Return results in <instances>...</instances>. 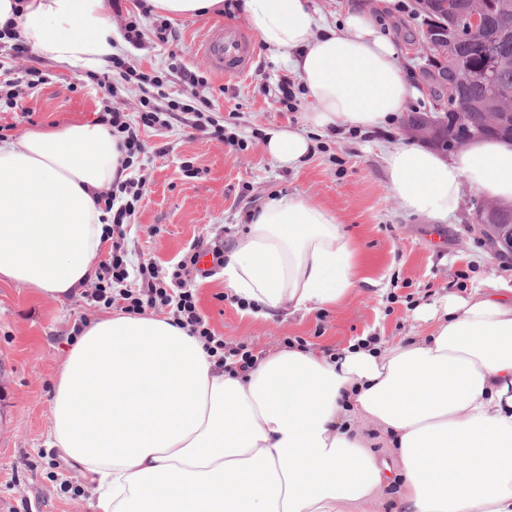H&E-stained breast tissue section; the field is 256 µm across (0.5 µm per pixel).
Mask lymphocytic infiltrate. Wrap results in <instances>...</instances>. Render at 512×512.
Here are the masks:
<instances>
[{
    "label": "lymphocytic infiltrate",
    "instance_id": "1",
    "mask_svg": "<svg viewBox=\"0 0 512 512\" xmlns=\"http://www.w3.org/2000/svg\"><path fill=\"white\" fill-rule=\"evenodd\" d=\"M118 32L130 50L113 55L112 69L123 80L136 81L138 86L146 88L148 95L141 102L136 121H129L120 107L108 101L97 114L98 124L117 139L122 154L121 167L128 176L113 183L111 193L99 197L105 210L112 214V230L118 239L112 244L110 257L99 266L97 283L89 294V301L131 316L150 310H167L177 325L202 341L206 353L214 358L217 366L249 370L258 360L254 343L246 340L226 346L223 337L214 333L199 309L196 291L191 286L192 276L198 271L199 249L186 252L163 278L151 260L131 265L119 242L135 216L138 203L147 193L145 179L133 172L135 163L146 152V145L139 136L140 129H168L173 120L183 114L188 117L189 127L202 133L218 127L219 122L212 115L214 103L206 93L208 80L205 76L183 71L184 93L176 98L168 97L165 78L144 72L139 67L135 52L142 49L146 37L139 23L122 18Z\"/></svg>",
    "mask_w": 512,
    "mask_h": 512
}]
</instances>
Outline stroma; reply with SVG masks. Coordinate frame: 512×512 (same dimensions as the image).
Instances as JSON below:
<instances>
[{
	"mask_svg": "<svg viewBox=\"0 0 512 512\" xmlns=\"http://www.w3.org/2000/svg\"><path fill=\"white\" fill-rule=\"evenodd\" d=\"M415 8L416 0H395L376 20L402 48V67L416 82L419 61L411 41L422 18ZM222 20L245 25L240 16L228 18L220 11L174 20L173 41L141 50V66L165 73V90L173 97L185 84L180 74L170 72L171 63L207 76L217 117L228 119V131L245 146L230 148L179 121L163 132L142 130L148 193L124 249L154 260L163 270L193 243L228 246L271 193L300 192L343 219L345 230L360 242L364 275L376 281L375 286L354 289L339 306L283 313L270 320L242 315L221 275L196 281L198 304L226 345L249 339L263 356L282 349L288 338L331 352L364 336L396 342L424 335L426 325L418 310L440 296L467 295L491 276L512 287V253L496 255L473 227L478 194L464 189L458 215L433 225L404 213L388 191L381 149L407 142V116L432 111L429 95L409 101L405 114L379 132L309 131L314 148L305 162L294 169L275 166L264 151L268 131L302 129L308 102L300 100L294 112L274 103V87L286 70L261 47L244 77L227 81L212 73L195 46L208 24ZM29 67L45 72L48 82L32 119L0 111L6 139L16 142L33 129L96 120L108 94L91 73L33 51L17 55L10 48L0 49V82ZM102 314L82 294L58 300L0 283V512H94L92 483L79 465L50 446V401L63 357L76 339L75 324Z\"/></svg>",
	"mask_w": 512,
	"mask_h": 512,
	"instance_id": "1",
	"label": "stroma"
}]
</instances>
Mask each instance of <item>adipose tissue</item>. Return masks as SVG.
I'll use <instances>...</instances> for the list:
<instances>
[{"label":"adipose tissue","mask_w":512,"mask_h":512,"mask_svg":"<svg viewBox=\"0 0 512 512\" xmlns=\"http://www.w3.org/2000/svg\"><path fill=\"white\" fill-rule=\"evenodd\" d=\"M259 44L296 73L305 125L371 130L418 90L362 0L327 25L310 0H241ZM38 54L96 72L118 40L105 0H0ZM292 129L265 152L296 167ZM100 125L0 141V282L64 299L98 273L120 177ZM390 194L430 224L455 217L463 187L512 203V142L446 155L416 142L382 153ZM335 211L277 192L224 256L225 288L255 319L340 304L365 278ZM425 335L361 338L336 353L293 347L246 372L218 368L169 315L102 316L83 327L53 387L52 447L94 484L95 512H512V299L488 280L426 305ZM389 455L372 452L374 439Z\"/></svg>","instance_id":"obj_1"}]
</instances>
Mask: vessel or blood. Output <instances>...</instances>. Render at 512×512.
Instances as JSON below:
<instances>
[{
  "label": "vessel or blood",
  "mask_w": 512,
  "mask_h": 512,
  "mask_svg": "<svg viewBox=\"0 0 512 512\" xmlns=\"http://www.w3.org/2000/svg\"><path fill=\"white\" fill-rule=\"evenodd\" d=\"M198 55L225 79L244 76L255 58V47L249 35L223 22L208 25L197 43Z\"/></svg>",
  "instance_id": "vessel-or-blood-1"
}]
</instances>
